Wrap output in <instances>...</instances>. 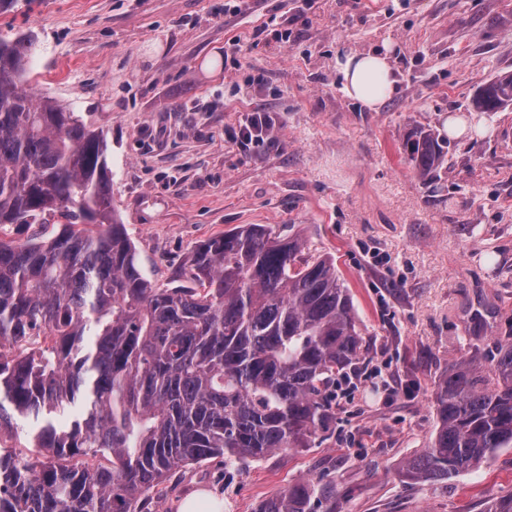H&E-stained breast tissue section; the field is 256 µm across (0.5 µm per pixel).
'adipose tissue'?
Masks as SVG:
<instances>
[{"label":"adipose tissue","mask_w":512,"mask_h":512,"mask_svg":"<svg viewBox=\"0 0 512 512\" xmlns=\"http://www.w3.org/2000/svg\"><path fill=\"white\" fill-rule=\"evenodd\" d=\"M343 90L369 110L379 109L396 91V77L389 49L367 54L344 52L336 59Z\"/></svg>","instance_id":"1"}]
</instances>
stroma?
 <instances>
[{
    "label": "stroma",
    "mask_w": 512,
    "mask_h": 512,
    "mask_svg": "<svg viewBox=\"0 0 512 512\" xmlns=\"http://www.w3.org/2000/svg\"><path fill=\"white\" fill-rule=\"evenodd\" d=\"M33 32L35 91L107 140L112 201L144 275L168 283L193 247L241 224L301 230L331 255L365 339L356 386L306 448L225 478L187 469L158 512L198 489L253 512L288 485L335 483L336 512H487L512 497V448L480 470L416 483L448 367L512 342V107H470L512 72V0H15L0 33ZM392 48L397 91L348 98L336 55ZM268 111L264 140L233 134ZM448 168L422 184L415 126L445 131Z\"/></svg>",
    "instance_id": "35a3bbf8"
}]
</instances>
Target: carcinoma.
I'll return each instance as SVG.
<instances>
[{
  "mask_svg": "<svg viewBox=\"0 0 512 512\" xmlns=\"http://www.w3.org/2000/svg\"><path fill=\"white\" fill-rule=\"evenodd\" d=\"M36 50L30 33L0 37V431L31 418L38 449L25 467L0 453V512H155L191 466L231 472L308 447L364 343L334 260L299 231L244 224L153 284L112 206L106 137L29 88ZM471 105L511 106L512 73ZM403 151L424 184L446 169L431 127L411 128ZM31 224L23 240L6 233ZM434 409L407 479L477 471L512 448V342L487 366L452 364ZM254 512H336V486L300 480Z\"/></svg>",
  "mask_w": 512,
  "mask_h": 512,
  "instance_id": "obj_1",
  "label": "carcinoma"
}]
</instances>
